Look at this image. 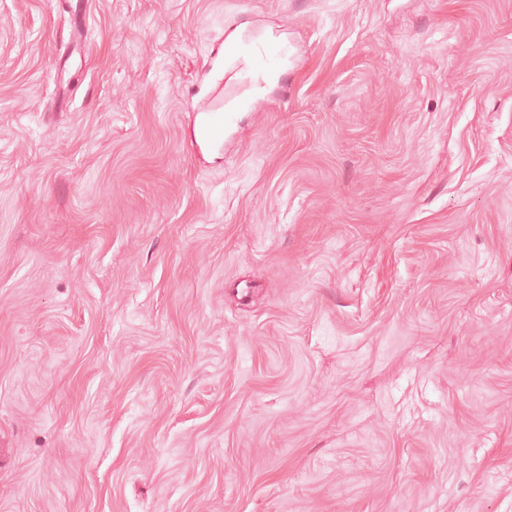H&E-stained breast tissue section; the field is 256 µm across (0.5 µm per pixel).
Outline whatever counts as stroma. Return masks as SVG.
Instances as JSON below:
<instances>
[{
  "label": "stroma",
  "mask_w": 512,
  "mask_h": 512,
  "mask_svg": "<svg viewBox=\"0 0 512 512\" xmlns=\"http://www.w3.org/2000/svg\"><path fill=\"white\" fill-rule=\"evenodd\" d=\"M0 512H512V0H0ZM230 113L224 109L222 101L204 116L199 129V138L202 143L217 144L224 140V125Z\"/></svg>",
  "instance_id": "stroma-1"
}]
</instances>
